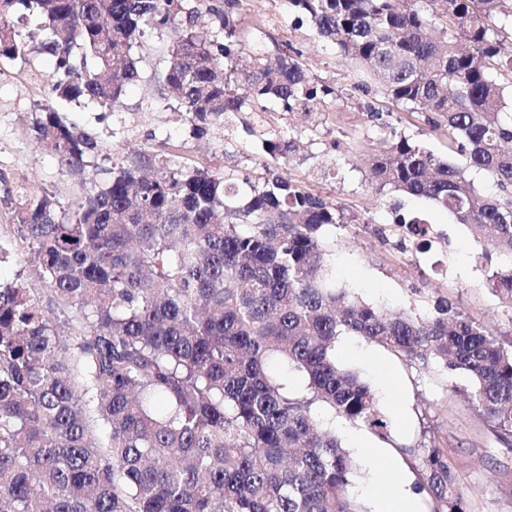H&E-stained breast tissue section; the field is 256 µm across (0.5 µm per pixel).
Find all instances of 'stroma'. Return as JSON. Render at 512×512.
I'll list each match as a JSON object with an SVG mask.
<instances>
[{
  "instance_id": "obj_1",
  "label": "stroma",
  "mask_w": 512,
  "mask_h": 512,
  "mask_svg": "<svg viewBox=\"0 0 512 512\" xmlns=\"http://www.w3.org/2000/svg\"><path fill=\"white\" fill-rule=\"evenodd\" d=\"M240 38L245 51L279 54L283 42L302 51L312 76L347 86L353 66L335 47L296 23L286 0H241ZM164 37L146 35L139 47L142 79L130 87L113 115L99 121L96 112L71 105L64 116L76 126L95 131L107 143L95 161L98 168L121 162L134 151H163L174 164L199 163L225 173L234 181L263 182L271 162L262 148V134L293 130L296 149L288 174L308 191L334 200L344 215L342 224L328 226L324 237L333 247L327 257L337 287L349 289L366 303L399 312L428 315L434 301L448 300L468 317L512 340V310L488 290L489 270L512 264V258L479 256L480 247L465 225L422 198L376 193L367 155L392 133L409 136L437 154L445 153L447 134L434 130L422 113H410L381 97L353 92L350 100L308 102L307 113L285 115L243 112L219 134L191 136L190 122L180 112L153 105L150 77L159 61ZM51 72L49 58L31 56L23 67L0 76V178L29 191L53 196L58 207L76 199L79 180L62 168L51 151L31 136L36 109L45 96ZM425 220L432 229L429 251L399 245L402 230L396 213ZM0 245L9 251L0 262V284L25 272L27 248L9 206L0 202ZM336 356L352 367L376 394L390 438L382 440L363 424L330 412L322 419L350 442L358 434L384 449L372 465H360L353 477L362 504L375 468L386 459L399 473L419 481L427 449L447 451L459 479L466 512H512V446L504 444L468 401V377L435 364L412 365L359 336H342Z\"/></svg>"
}]
</instances>
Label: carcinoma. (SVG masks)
<instances>
[{
    "instance_id": "obj_1",
    "label": "carcinoma",
    "mask_w": 512,
    "mask_h": 512,
    "mask_svg": "<svg viewBox=\"0 0 512 512\" xmlns=\"http://www.w3.org/2000/svg\"><path fill=\"white\" fill-rule=\"evenodd\" d=\"M240 0H0V62H53L33 138L83 173L104 150L59 104L111 116L133 83V48L179 34L152 81L202 137L274 101L291 114L337 99L302 53L240 54ZM356 67L353 88L448 129L443 158L393 134L369 157L378 189L423 197L512 257V0H288ZM293 140L263 139L288 165ZM454 156L464 158L458 165ZM498 187L484 195L469 170ZM15 220L33 275L0 285V512H363L354 462L317 414L326 408L382 439L388 422L357 372L336 362L354 334L405 361L467 375L469 399L512 436V343L445 301L393 315L332 281L321 229L336 204L286 174L261 186L126 156L68 212L21 188ZM411 241L428 244L424 222ZM512 306V266L486 279ZM292 372L305 387L294 390ZM420 490L433 512H466L439 448Z\"/></svg>"
}]
</instances>
